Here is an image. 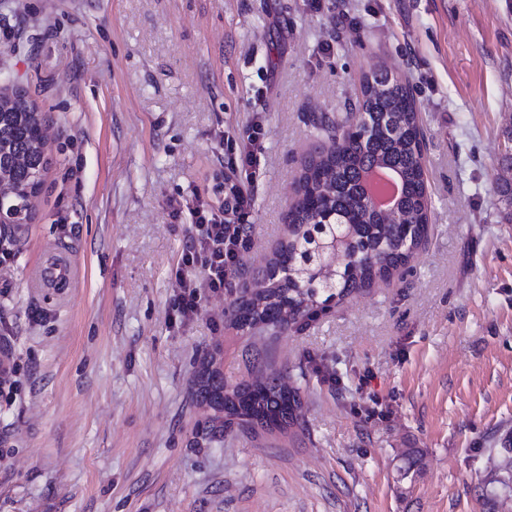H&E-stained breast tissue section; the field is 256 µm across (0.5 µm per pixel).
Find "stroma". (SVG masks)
<instances>
[{
  "label": "stroma",
  "mask_w": 512,
  "mask_h": 512,
  "mask_svg": "<svg viewBox=\"0 0 512 512\" xmlns=\"http://www.w3.org/2000/svg\"><path fill=\"white\" fill-rule=\"evenodd\" d=\"M379 66L420 114L427 240L312 320L237 329L331 145L312 116ZM0 88L44 112L51 159L0 287V512H512V0H0ZM256 115L253 244L180 319L190 212ZM55 246L75 279L31 287ZM210 358L230 384L284 374L296 424L204 439Z\"/></svg>",
  "instance_id": "obj_1"
}]
</instances>
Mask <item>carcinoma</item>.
<instances>
[{"label": "carcinoma", "instance_id": "carcinoma-1", "mask_svg": "<svg viewBox=\"0 0 512 512\" xmlns=\"http://www.w3.org/2000/svg\"><path fill=\"white\" fill-rule=\"evenodd\" d=\"M356 121L325 119L317 129L332 146L310 157L288 212V235L268 267L251 279L234 304L232 321L241 329L257 325L286 328L317 314L315 298H342L392 279L428 235L430 200L424 160V134L412 94L397 75L375 70L365 76L354 102ZM44 116L22 90L0 99V165L23 157L16 169V205L42 186L49 166L46 151L34 147ZM383 166L397 175L400 224H385L369 203L366 174ZM345 241L340 274L327 285L317 279L322 245L332 237ZM197 400L213 411L202 434L213 441L224 434V419L246 425L287 428L294 424L297 393L272 374L263 382L224 383L214 360L198 372Z\"/></svg>", "mask_w": 512, "mask_h": 512}]
</instances>
